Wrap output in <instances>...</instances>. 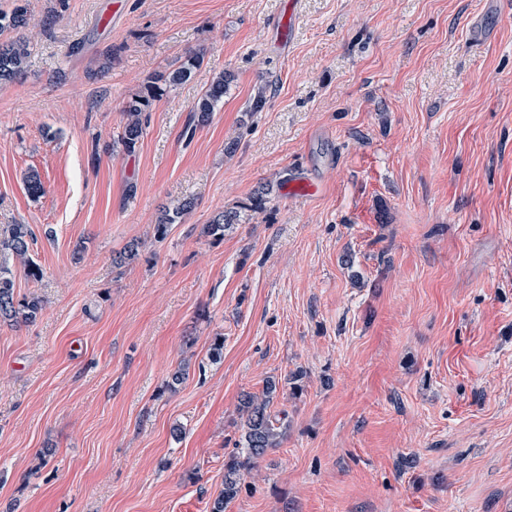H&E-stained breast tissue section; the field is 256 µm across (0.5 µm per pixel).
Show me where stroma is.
Wrapping results in <instances>:
<instances>
[{"instance_id":"1","label":"stroma","mask_w":512,"mask_h":512,"mask_svg":"<svg viewBox=\"0 0 512 512\" xmlns=\"http://www.w3.org/2000/svg\"><path fill=\"white\" fill-rule=\"evenodd\" d=\"M26 3L0 224L34 231L44 277L16 287L44 309L0 325V512H209L240 396L272 379L287 432L225 512H512V0ZM191 51L115 149L127 103ZM301 175L319 194L284 197ZM202 56L196 52H190L186 55L184 61L175 69L153 78L145 86L142 95L131 100L126 107V122L121 134L118 136L117 143L122 146L125 153L131 154L136 148L143 136L144 121L143 114L150 108L152 101L162 95L164 89L157 83L164 82L167 87H176L188 82L194 72L201 66ZM234 77L228 72H219L202 94L195 100L191 107L190 130L195 131L198 128L208 125L219 103L224 100V94L227 93L230 83ZM195 205L192 199H182L165 207L158 216L156 224H154L153 232L157 239H163L167 236L169 228L172 224H176L185 213L190 211ZM237 211L226 210L215 215L210 224H204L202 233L211 237L213 240H221L224 238V232L230 230L233 224L238 221L239 215Z\"/></svg>"}]
</instances>
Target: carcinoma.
<instances>
[{
	"label": "carcinoma",
	"instance_id": "carcinoma-1",
	"mask_svg": "<svg viewBox=\"0 0 512 512\" xmlns=\"http://www.w3.org/2000/svg\"><path fill=\"white\" fill-rule=\"evenodd\" d=\"M28 25L27 6L18 4L9 13L0 11V35L7 31H16ZM28 57L27 39L18 34L11 39L0 41V81H9L24 70ZM202 56L196 52L186 55L184 61L175 69L162 74L145 86L143 94L131 100L126 107V122L117 143L125 153L131 154L143 136V114L150 108L152 101L161 96L163 86L176 87L188 82L201 66ZM234 76L228 72L218 73L191 107L190 130L208 125L219 103L224 101ZM25 189L28 195L37 199L45 193L40 176L31 172L25 176ZM270 189L260 188L249 198L246 208L253 212L266 209ZM195 205L191 199H182L164 208L154 224V236L163 239L171 225L177 223L185 213ZM238 214L226 210L215 215L213 220L203 225L202 233L214 240L224 238V232L237 223ZM33 233L26 224H0V323L10 325L33 322L42 312L43 299L36 294L19 295L15 291V274L10 260L17 259L23 266L24 275L39 281L44 276L42 267L29 256ZM278 383L270 380L266 383L263 397L251 393L242 395L239 412L243 419L241 452L231 456L224 463V488L212 500L210 512H225L226 505L240 491L241 476L250 469L255 460L263 457L268 449L279 446L285 431L270 412V404L277 392Z\"/></svg>",
	"mask_w": 512,
	"mask_h": 512
}]
</instances>
